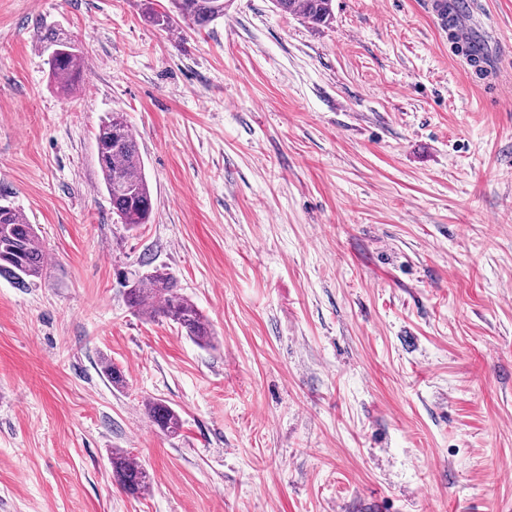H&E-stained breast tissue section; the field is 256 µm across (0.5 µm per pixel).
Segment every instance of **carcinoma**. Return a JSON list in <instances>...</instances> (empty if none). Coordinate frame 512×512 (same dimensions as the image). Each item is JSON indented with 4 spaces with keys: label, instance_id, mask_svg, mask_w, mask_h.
<instances>
[{
    "label": "carcinoma",
    "instance_id": "cac0c4a2",
    "mask_svg": "<svg viewBox=\"0 0 512 512\" xmlns=\"http://www.w3.org/2000/svg\"><path fill=\"white\" fill-rule=\"evenodd\" d=\"M170 7L158 11L152 7L147 20L164 30H171L178 21H190L203 27L224 17V0H169ZM284 13L301 17L314 24H328L333 18V0H274ZM48 40L61 49L49 61L55 84L66 90L84 78L81 57L71 43L55 34ZM100 149L98 163L102 180L112 204V214L130 229L150 221L153 205L152 191L144 172L137 140L127 116L113 111L100 125L97 134ZM47 255L35 225L25 222L16 208L0 204V275L12 278L24 287L43 276L47 269ZM129 307L149 319L164 318L195 343H211L212 329L197 305L177 289L174 277L164 268L135 279L126 290ZM103 372L115 388L127 384L124 370L107 361ZM151 421L166 435H175L182 426L180 414L162 400L145 402ZM112 478L127 495L138 498L151 486L148 470L124 451L112 452Z\"/></svg>",
    "mask_w": 512,
    "mask_h": 512
}]
</instances>
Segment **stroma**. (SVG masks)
<instances>
[{"label": "stroma", "mask_w": 512, "mask_h": 512, "mask_svg": "<svg viewBox=\"0 0 512 512\" xmlns=\"http://www.w3.org/2000/svg\"><path fill=\"white\" fill-rule=\"evenodd\" d=\"M426 2L165 31L142 0H0V199L48 259L0 276V512H512V0H475L495 90ZM49 31L84 61L65 93ZM113 111L152 189L134 230L97 162ZM155 266L213 347L127 307ZM145 410L151 421L166 435H175L182 426L180 414L162 400L145 402ZM112 478L127 495L138 498L151 486L148 470L124 451H112Z\"/></svg>", "instance_id": "1"}]
</instances>
